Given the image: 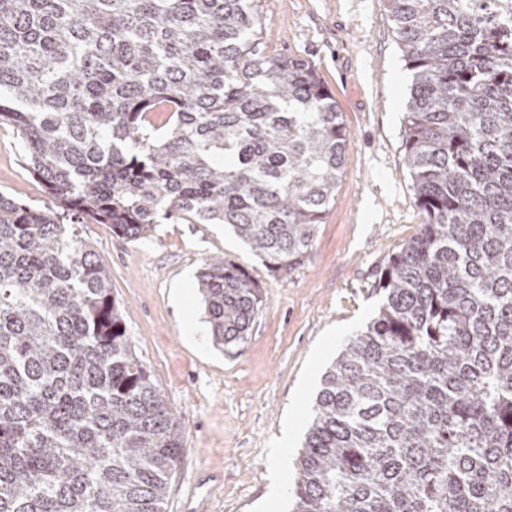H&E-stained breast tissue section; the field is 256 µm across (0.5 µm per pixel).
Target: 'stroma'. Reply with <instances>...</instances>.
Returning a JSON list of instances; mask_svg holds the SVG:
<instances>
[{
  "instance_id": "1",
  "label": "stroma",
  "mask_w": 512,
  "mask_h": 512,
  "mask_svg": "<svg viewBox=\"0 0 512 512\" xmlns=\"http://www.w3.org/2000/svg\"><path fill=\"white\" fill-rule=\"evenodd\" d=\"M270 56L301 57L335 99L350 143L336 197L304 262L288 274L262 260L220 224L160 219L130 241L108 224L79 230L110 271L133 353L149 370L183 428L180 463L165 512L205 496L206 512H262L269 450L293 413L311 421L314 399L348 340L377 315L375 273L424 222L403 161L411 73L383 0H258ZM0 192L44 208L20 141L0 127ZM220 256L261 285L262 302L239 345L211 336L188 342L189 321L205 323L198 275ZM193 288L187 304L178 288Z\"/></svg>"
}]
</instances>
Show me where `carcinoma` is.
I'll list each match as a JSON object with an SVG mask.
<instances>
[{
	"instance_id": "cac0c4a2",
	"label": "carcinoma",
	"mask_w": 512,
	"mask_h": 512,
	"mask_svg": "<svg viewBox=\"0 0 512 512\" xmlns=\"http://www.w3.org/2000/svg\"><path fill=\"white\" fill-rule=\"evenodd\" d=\"M384 3L424 223L324 376L291 512H512V0ZM4 125L57 210L0 193V512H164L182 428L70 225L227 224L287 273L349 133L257 0H0ZM198 289L238 344L260 284L218 257Z\"/></svg>"
}]
</instances>
